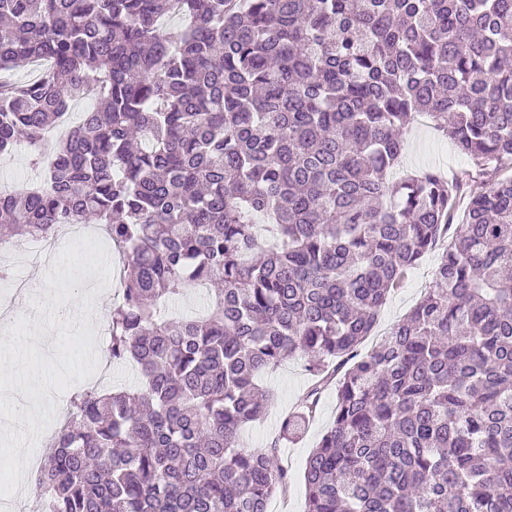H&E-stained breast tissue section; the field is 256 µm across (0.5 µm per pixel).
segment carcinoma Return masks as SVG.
Wrapping results in <instances>:
<instances>
[{
	"label": "carcinoma",
	"instance_id": "cac0c4a2",
	"mask_svg": "<svg viewBox=\"0 0 512 512\" xmlns=\"http://www.w3.org/2000/svg\"><path fill=\"white\" fill-rule=\"evenodd\" d=\"M90 85L44 184L0 194V242L102 225L107 352L139 377L72 393L44 512H267L288 469L241 433L299 354L300 418L336 391L305 512H512V0H0V158L23 135L42 164ZM420 114L467 167L394 178ZM196 285L205 313L165 317ZM447 245L448 239H445L436 250L427 254L423 260L407 274L400 288L391 292L380 311L377 328L374 330V336H369L365 340L362 345L363 350L370 349L375 344L379 343L393 325L402 320L420 300L425 289L429 288L431 285L435 264L444 247Z\"/></svg>",
	"mask_w": 512,
	"mask_h": 512
}]
</instances>
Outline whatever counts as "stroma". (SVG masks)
Listing matches in <instances>:
<instances>
[{
	"label": "stroma",
	"mask_w": 512,
	"mask_h": 512,
	"mask_svg": "<svg viewBox=\"0 0 512 512\" xmlns=\"http://www.w3.org/2000/svg\"><path fill=\"white\" fill-rule=\"evenodd\" d=\"M404 166L410 170L428 167L455 170L467 166V158L442 137L432 125L413 124L408 136ZM439 251H432L412 269L400 288L388 296L382 307L374 334L365 347H373L402 320L429 288ZM117 257L97 224L81 225L79 232L61 239L53 260L36 266L28 255L13 262L12 279L0 289L4 296H15L11 309L15 337L30 336L40 327L53 338L52 347L28 345L17 355L12 339L0 340V375L14 376L23 371L48 384V391L30 388L16 394L12 403H0V497L19 498L30 503L32 489L16 480L17 458L14 447L26 448L34 459L43 456L44 442L40 426L56 413L59 401L71 390L87 384L130 385L138 374L129 365L104 369L100 361L107 345L105 321L117 299ZM28 284L27 293L15 288ZM263 386L274 391L276 402L260 423L244 430L248 447L266 448L278 437L282 421L299 410V402L310 383L301 359H291L275 372L262 374ZM336 407L334 391H327L315 417L306 422L295 442L282 443L279 461L287 467L291 484L287 496L273 498L269 512H303L306 458L333 420Z\"/></svg>",
	"instance_id": "obj_1"
}]
</instances>
